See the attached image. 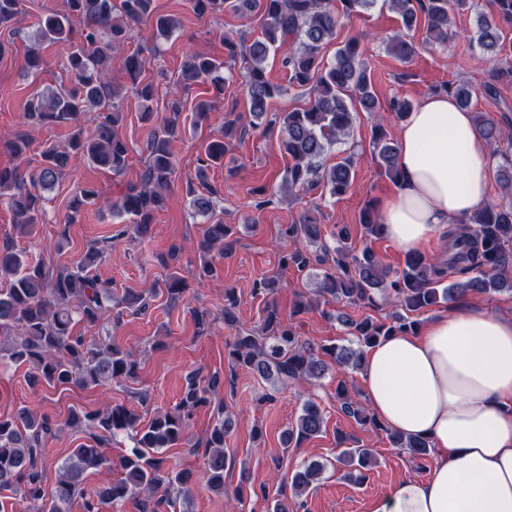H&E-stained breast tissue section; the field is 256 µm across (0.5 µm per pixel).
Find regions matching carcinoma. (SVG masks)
Segmentation results:
<instances>
[{
  "mask_svg": "<svg viewBox=\"0 0 512 512\" xmlns=\"http://www.w3.org/2000/svg\"><path fill=\"white\" fill-rule=\"evenodd\" d=\"M376 0H190L197 15L221 13L230 8L244 16H259L262 38L246 45L231 37L224 38L227 57L247 60L245 92L250 114L263 119V130L278 131L288 166L284 185L313 188L317 183L341 196L352 185V159L347 156L336 165L320 170V159L328 147L348 137L356 116L354 103L364 112H388L390 119L401 121L413 110L406 99H394L383 108L375 93L367 66L362 58L360 42L350 39L336 50L330 65L322 63V47L335 38L336 28L344 18L370 9ZM491 7L477 17V43L483 57L497 65L496 78H512V59L502 57L500 23L512 22V0H490ZM399 14L402 32L391 45L396 57L407 63L415 54V45L407 33L419 25L426 27L433 42L448 41L451 15L448 0H391ZM22 13L21 0H0V29H7ZM153 18L156 35L168 37L180 27L178 17L155 11L154 0H63V8L47 15L38 23L40 39L66 48L65 67L72 76V86L49 93L36 92L23 105L24 128L6 143L17 159L28 160L27 168L0 167V202L14 216L21 232L32 233L42 223L45 192L55 188L75 157L86 160L99 170L119 174L128 165L129 146L119 133L123 113L119 109L121 95L110 78L109 51L112 46L132 38L131 26ZM81 22V28L75 22ZM288 47L281 60L288 70V83L308 88L311 102L302 110L273 112L271 101L283 89L270 82L265 62L270 52ZM224 61L205 54H195L182 65L178 83L188 89L206 84L211 96L197 100L192 107L193 125L208 120L215 104L224 98ZM123 71L140 101L139 119L152 127L146 145L145 168L138 181L128 185L122 202L116 207L119 216L143 231L167 206V191L175 173V142L180 132L182 101L172 99L167 115L153 112V82L143 78L145 62L139 52L127 55ZM90 121L92 129L85 133L82 123ZM477 133L490 145L492 153L504 159L497 177L506 201L486 206L470 219L462 234L448 233V263L466 279L442 285L444 263L430 262L418 252H408L404 267L391 271L382 267L365 250L359 255L345 248L328 249L316 256L322 273L316 293L351 305L375 308L378 298L392 300L402 309L389 323L370 317L347 320L349 345L314 346L301 340L291 323L282 316L276 304L263 310L259 329L239 332L226 344L227 356L235 365L258 372L265 380L286 384L290 381L320 379L334 362L343 369L362 370L364 357L377 341L395 332L418 327L408 314L437 305L440 300L466 295L492 293L507 285L512 288V119L496 122L481 113L473 116ZM42 127H64L66 138L42 148L36 159H27L32 144L30 130ZM374 148L379 166L393 182L400 179L396 163L397 146L387 139L384 128H374ZM226 145L212 140L198 158L196 182H187L186 196L196 214H210L215 208L218 190L207 183V171L224 163ZM100 192L93 183L78 186L67 202V223L82 220L96 205ZM360 221L368 237L382 235L378 214L372 207L362 211ZM283 233L294 240L313 243L321 240V230L311 219L291 224ZM237 242L235 227L221 221L204 226L199 242L196 278L202 282L218 275L214 258L232 253ZM104 249L93 244L84 258L72 267H61L49 273L39 262L27 260L13 245L0 247V278L7 287L0 289V330L10 337L8 347L0 352L19 365L28 367L31 387L104 386L119 379H133L138 363L111 337L86 339L75 333L79 322L97 324L102 317L116 311L139 314L150 307L159 294L171 301L181 299L189 284L177 271L169 273L159 288H128L120 298L112 297V281L94 273ZM281 267L305 270L311 263L307 251L297 247L280 258ZM276 277H264L254 283V294L272 296L280 288ZM236 290L224 289V323L237 322ZM218 391V378L194 371L187 381L183 398L172 411L159 410L142 425L140 416L124 404L110 402L93 411H71L64 424L46 415H37L26 406L16 408L8 416H0V491L18 492L23 500L37 505V512H67L87 475L109 469L112 460L105 454L104 440L118 432L130 435L133 447L120 458L123 477L102 481L85 495L84 512H99L103 503L122 507L130 501L135 512H169L176 505L171 491L187 497L195 483L191 470L172 468L160 456V450L171 448L185 434L186 420L192 411L211 402ZM336 402L340 411L361 427L381 429L372 412L355 400L348 388L336 386ZM231 420L222 416L212 427L205 442L204 476L210 491L224 493V433ZM92 427L99 431L92 445L81 444L58 467L54 485L45 483V455L48 441L63 428ZM324 428L320 405L307 399L297 426L287 441L301 443L319 436ZM393 447L413 459L431 456L429 441L388 432ZM375 455L369 448L339 449L336 468L354 483L374 465ZM325 464L312 461L281 478L282 486H290L298 496L321 479Z\"/></svg>",
  "mask_w": 512,
  "mask_h": 512,
  "instance_id": "carcinoma-1",
  "label": "carcinoma"
}]
</instances>
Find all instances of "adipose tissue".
<instances>
[{"instance_id":"adipose-tissue-1","label":"adipose tissue","mask_w":512,"mask_h":512,"mask_svg":"<svg viewBox=\"0 0 512 512\" xmlns=\"http://www.w3.org/2000/svg\"><path fill=\"white\" fill-rule=\"evenodd\" d=\"M395 192L377 204L383 232L408 251L490 199L493 156L470 112L428 96L398 132ZM377 421L427 439L423 479H401L368 512H512V316L468 301L414 332L380 339L364 359Z\"/></svg>"}]
</instances>
